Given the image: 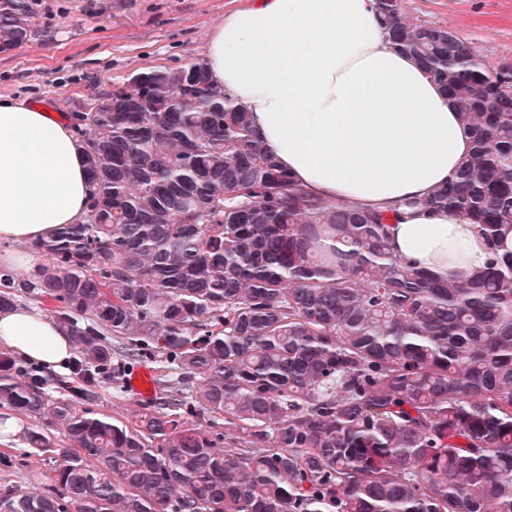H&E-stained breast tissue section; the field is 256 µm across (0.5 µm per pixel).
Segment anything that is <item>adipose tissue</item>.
<instances>
[{"label": "adipose tissue", "mask_w": 512, "mask_h": 512, "mask_svg": "<svg viewBox=\"0 0 512 512\" xmlns=\"http://www.w3.org/2000/svg\"><path fill=\"white\" fill-rule=\"evenodd\" d=\"M213 82L244 105L262 144L310 196L397 209L393 250L445 275L482 269L483 237L463 215L421 211L472 150L455 103L389 44L375 0H252L210 32ZM84 156L67 124L0 98V266L36 271L30 242L88 214ZM0 345L63 371L69 336L53 319L0 312Z\"/></svg>", "instance_id": "1"}]
</instances>
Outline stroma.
<instances>
[{"label":"stroma","mask_w":512,"mask_h":512,"mask_svg":"<svg viewBox=\"0 0 512 512\" xmlns=\"http://www.w3.org/2000/svg\"><path fill=\"white\" fill-rule=\"evenodd\" d=\"M248 0H38L29 39L0 53V97L61 118L106 100L114 85L153 69L202 58L209 29ZM422 24L455 32L491 69L512 67V0H400ZM20 437L0 436V452L23 455ZM0 471L24 489L43 488L37 456Z\"/></svg>","instance_id":"stroma-1"}]
</instances>
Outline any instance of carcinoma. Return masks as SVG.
Wrapping results in <instances>:
<instances>
[{"instance_id": "1", "label": "carcinoma", "mask_w": 512, "mask_h": 512, "mask_svg": "<svg viewBox=\"0 0 512 512\" xmlns=\"http://www.w3.org/2000/svg\"><path fill=\"white\" fill-rule=\"evenodd\" d=\"M35 0H0V53L30 37ZM395 49L458 106L465 164L419 202L470 218L477 272L412 267L389 213L313 200L257 139L206 62L138 74L73 113L90 214L33 249L70 374L0 351V408L45 486L0 483V512H512V82L455 33L376 0ZM160 355L170 400L126 421L102 385ZM61 426L69 447L48 436Z\"/></svg>"}]
</instances>
